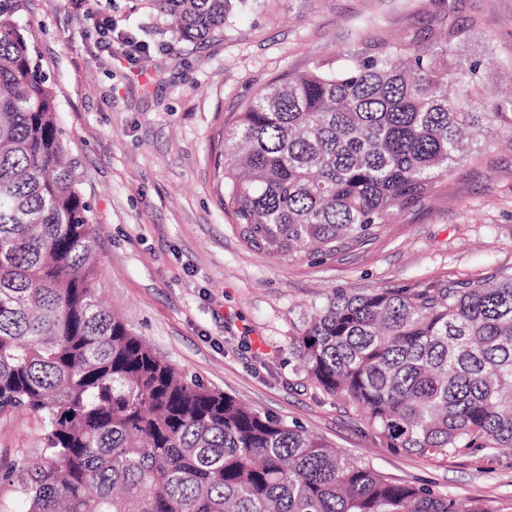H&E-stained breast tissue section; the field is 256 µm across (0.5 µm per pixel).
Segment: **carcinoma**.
<instances>
[{"label":"carcinoma","mask_w":512,"mask_h":512,"mask_svg":"<svg viewBox=\"0 0 512 512\" xmlns=\"http://www.w3.org/2000/svg\"><path fill=\"white\" fill-rule=\"evenodd\" d=\"M21 0H0V414L42 420V453L0 474L28 512H490L399 483L320 436L187 377L100 298L96 241ZM180 40L231 0H151ZM434 25L262 88L224 133V210L279 263L374 236L492 139L512 95ZM289 351L406 454L512 446V272L441 288L338 290Z\"/></svg>","instance_id":"obj_1"}]
</instances>
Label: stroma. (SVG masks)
<instances>
[{
    "label": "stroma",
    "instance_id": "1",
    "mask_svg": "<svg viewBox=\"0 0 512 512\" xmlns=\"http://www.w3.org/2000/svg\"><path fill=\"white\" fill-rule=\"evenodd\" d=\"M23 0L16 15L54 88L67 160L91 204L100 292L163 359L301 426L389 478L512 512V448L419 456L382 448L362 410L323 394L288 349L335 290L439 288L512 268V134L356 249L280 263L224 211V132L274 78L341 51L469 27L460 54L512 58V0H242L208 38H177L150 0ZM148 45L129 54L125 41ZM41 452L40 419L0 415V471Z\"/></svg>",
    "mask_w": 512,
    "mask_h": 512
}]
</instances>
